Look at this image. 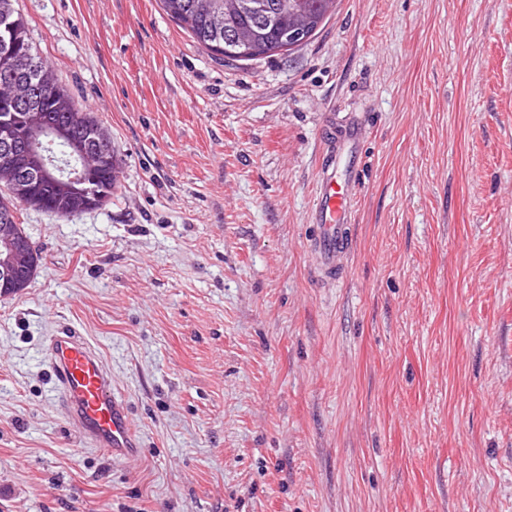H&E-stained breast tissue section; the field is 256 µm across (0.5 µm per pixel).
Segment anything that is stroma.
I'll return each instance as SVG.
<instances>
[{"label": "stroma", "instance_id": "obj_1", "mask_svg": "<svg viewBox=\"0 0 512 512\" xmlns=\"http://www.w3.org/2000/svg\"><path fill=\"white\" fill-rule=\"evenodd\" d=\"M109 132L110 203L22 208L0 296V512H512V0H337L216 58L159 0H17ZM366 139L318 281L321 129ZM86 336L138 456L83 443L44 357ZM23 231L20 224H16L12 220L11 223H2L0 219L1 292L12 291L21 287L25 283L21 274L24 273L26 279H28L33 273L35 249ZM37 261L36 270L39 264L38 254Z\"/></svg>", "mask_w": 512, "mask_h": 512}]
</instances>
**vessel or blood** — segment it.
<instances>
[{
    "instance_id": "1",
    "label": "vessel or blood",
    "mask_w": 512,
    "mask_h": 512,
    "mask_svg": "<svg viewBox=\"0 0 512 512\" xmlns=\"http://www.w3.org/2000/svg\"><path fill=\"white\" fill-rule=\"evenodd\" d=\"M364 138L361 124L326 137L309 218L318 229L310 251L325 280L343 276L351 252L356 153ZM45 358L54 373L55 393L80 437L113 459L137 457L138 437L126 400L113 386L112 372L100 352L75 329L65 327L48 339Z\"/></svg>"
}]
</instances>
